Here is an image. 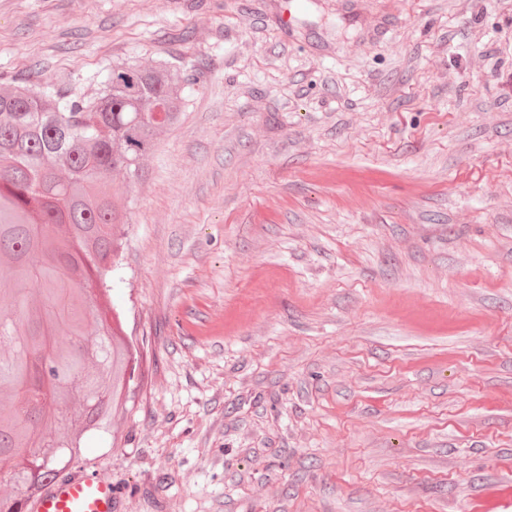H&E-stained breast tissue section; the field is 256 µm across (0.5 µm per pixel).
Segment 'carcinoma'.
I'll use <instances>...</instances> for the list:
<instances>
[{
  "mask_svg": "<svg viewBox=\"0 0 512 512\" xmlns=\"http://www.w3.org/2000/svg\"><path fill=\"white\" fill-rule=\"evenodd\" d=\"M200 83V73L159 61L112 65L90 97L49 82L0 92V327L10 337L0 343V431L12 433L3 461L31 497L79 445L55 416L38 431L20 418L22 392L43 388L31 357L48 350L79 377V395L95 403L84 428L106 427L138 353L111 329L86 331L106 309L122 252L118 213L100 188L139 172Z\"/></svg>",
  "mask_w": 512,
  "mask_h": 512,
  "instance_id": "1",
  "label": "carcinoma"
}]
</instances>
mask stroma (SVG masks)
I'll return each instance as SVG.
<instances>
[{"instance_id": "1", "label": "stroma", "mask_w": 512, "mask_h": 512, "mask_svg": "<svg viewBox=\"0 0 512 512\" xmlns=\"http://www.w3.org/2000/svg\"><path fill=\"white\" fill-rule=\"evenodd\" d=\"M202 71L107 191L117 512H512V0H0V84Z\"/></svg>"}]
</instances>
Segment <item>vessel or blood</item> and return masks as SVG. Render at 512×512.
<instances>
[{
	"mask_svg": "<svg viewBox=\"0 0 512 512\" xmlns=\"http://www.w3.org/2000/svg\"><path fill=\"white\" fill-rule=\"evenodd\" d=\"M112 478L97 471L50 482L31 504L32 512H115Z\"/></svg>",
	"mask_w": 512,
	"mask_h": 512,
	"instance_id": "obj_1",
	"label": "vessel or blood"
}]
</instances>
